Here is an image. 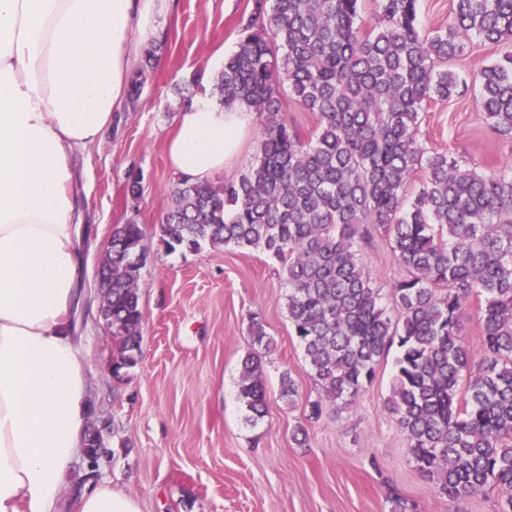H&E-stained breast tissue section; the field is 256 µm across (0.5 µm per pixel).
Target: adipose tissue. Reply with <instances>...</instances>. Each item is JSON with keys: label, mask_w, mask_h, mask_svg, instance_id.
I'll list each match as a JSON object with an SVG mask.
<instances>
[{"label": "adipose tissue", "mask_w": 512, "mask_h": 512, "mask_svg": "<svg viewBox=\"0 0 512 512\" xmlns=\"http://www.w3.org/2000/svg\"><path fill=\"white\" fill-rule=\"evenodd\" d=\"M170 0H0V512H52L80 452L89 378L71 312L83 267L79 154L128 104ZM252 111L195 99L167 139L175 175L240 154Z\"/></svg>", "instance_id": "obj_1"}]
</instances>
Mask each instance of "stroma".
Returning <instances> with one entry per match:
<instances>
[{
    "mask_svg": "<svg viewBox=\"0 0 512 512\" xmlns=\"http://www.w3.org/2000/svg\"><path fill=\"white\" fill-rule=\"evenodd\" d=\"M253 0H172L161 18L139 93L117 113L100 144L77 159L82 207L85 288L95 291L97 268L117 224L145 233L149 258L139 281L144 313L139 361L113 375L117 349L97 303L84 305L77 323L92 389L87 426L98 429L105 451L96 469L77 463L53 512H79V496L93 484L133 496L140 512H496L498 494L464 501L438 495L411 460L387 408L392 358L377 367L372 386L355 402L307 419L316 386L288 318L279 267L262 249L205 247L166 251L158 228L176 182L165 141L182 107L216 100L214 83L232 54ZM501 53L474 39L447 63L465 78L460 95L420 114L427 148L454 151L478 173L512 160V139L483 119L478 74ZM141 176L139 198L127 191ZM359 257L373 284L389 292L402 277L380 228ZM271 338L264 356L267 412L254 426L244 420L238 380L253 348L250 317ZM290 372L294 403L280 396ZM307 436L297 439V425Z\"/></svg>",
    "mask_w": 512,
    "mask_h": 512,
    "instance_id": "obj_1",
    "label": "stroma"
}]
</instances>
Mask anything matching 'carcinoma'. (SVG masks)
Here are the masks:
<instances>
[{"instance_id": "cac0c4a2", "label": "carcinoma", "mask_w": 512, "mask_h": 512, "mask_svg": "<svg viewBox=\"0 0 512 512\" xmlns=\"http://www.w3.org/2000/svg\"><path fill=\"white\" fill-rule=\"evenodd\" d=\"M253 0L236 50L216 79L220 102H243L262 121L256 163L215 187L178 181L159 240L169 251L206 245L261 248L280 263L288 317L317 396L308 418L353 403L396 347L389 409L419 472L452 500L489 490L512 512V162L480 175L420 138V114L460 93L442 63L473 36L512 46V0H454L448 26L422 30L418 0ZM317 116L315 137L284 122L282 91ZM479 111L512 138V51L479 75ZM420 174L408 197L407 184ZM385 231L406 275L382 303L358 246ZM139 224L112 230V291L103 319L123 368L137 365L144 320ZM480 303L477 373L464 342L466 311ZM242 360L246 422L266 414L261 320Z\"/></svg>"}]
</instances>
